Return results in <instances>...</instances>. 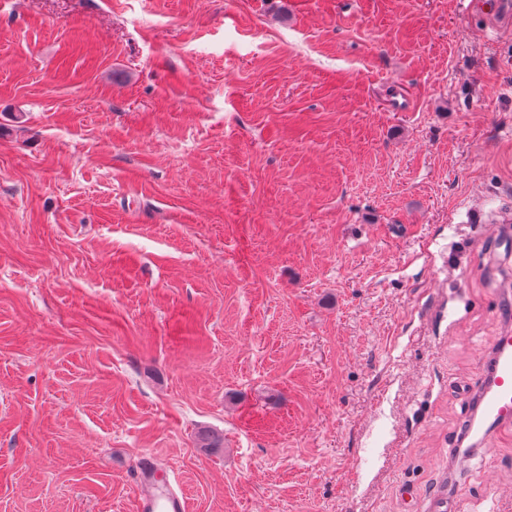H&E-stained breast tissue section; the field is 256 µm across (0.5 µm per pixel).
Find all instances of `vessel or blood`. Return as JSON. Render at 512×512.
Returning a JSON list of instances; mask_svg holds the SVG:
<instances>
[{
  "instance_id": "vessel-or-blood-1",
  "label": "vessel or blood",
  "mask_w": 512,
  "mask_h": 512,
  "mask_svg": "<svg viewBox=\"0 0 512 512\" xmlns=\"http://www.w3.org/2000/svg\"><path fill=\"white\" fill-rule=\"evenodd\" d=\"M466 11L484 15L501 26L512 23V0H468ZM477 423L469 424L467 434H479L483 425L512 422V332L498 336L492 354L485 362V377L476 405ZM156 455L142 453L134 484L138 491L137 512H186V499L164 479Z\"/></svg>"
}]
</instances>
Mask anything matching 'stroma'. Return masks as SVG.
Returning <instances> with one entry per match:
<instances>
[{
  "label": "stroma",
  "instance_id": "1",
  "mask_svg": "<svg viewBox=\"0 0 512 512\" xmlns=\"http://www.w3.org/2000/svg\"><path fill=\"white\" fill-rule=\"evenodd\" d=\"M485 29L460 0H0V512H137L145 451L188 512H512V423L451 458L512 323Z\"/></svg>",
  "mask_w": 512,
  "mask_h": 512
}]
</instances>
